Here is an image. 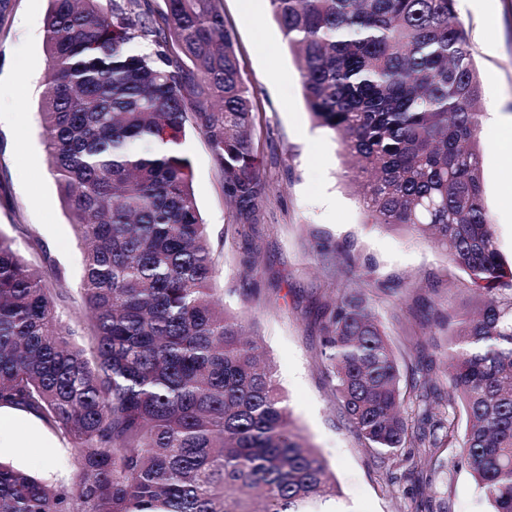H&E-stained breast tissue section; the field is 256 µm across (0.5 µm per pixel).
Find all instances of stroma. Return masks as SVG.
<instances>
[{
  "instance_id": "stroma-1",
  "label": "stroma",
  "mask_w": 512,
  "mask_h": 512,
  "mask_svg": "<svg viewBox=\"0 0 512 512\" xmlns=\"http://www.w3.org/2000/svg\"><path fill=\"white\" fill-rule=\"evenodd\" d=\"M49 0H0V233L13 237L32 265L55 264L71 294L60 308L86 346L80 314L83 246L59 196L48 162L39 106L51 62L40 33ZM231 32L241 73L254 105L257 164L268 185L257 224L231 229L220 173L204 137L186 128L183 148L192 162L193 187L201 217L218 257L216 284L224 306L248 316L272 360L292 419L309 445L328 463L341 490L332 512H407L417 504L431 512H487L466 468L432 474L429 482H401L384 489L376 458L361 448L318 368L321 311L340 288L358 282V270L336 257L322 261L313 230L337 243L351 242L371 258L383 281H402L404 298L374 292L373 305L396 348L401 365L429 361L436 329L431 309L472 310L476 296L446 254L404 228L367 223L347 177L348 159L338 139L317 125L305 99L296 57L274 20L268 0H219ZM495 24L467 14L463 22L479 72L484 110L512 111V0H495ZM484 203L493 218L497 248L512 263V198L499 195L496 177L512 168V148L481 149ZM29 236L16 235L15 224ZM254 255L258 292H245L240 265ZM49 447L33 445L1 456L4 461L51 483L73 485L81 472L71 444L43 428Z\"/></svg>"
}]
</instances>
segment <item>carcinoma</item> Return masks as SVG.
I'll return each instance as SVG.
<instances>
[{"label": "carcinoma", "instance_id": "carcinoma-1", "mask_svg": "<svg viewBox=\"0 0 512 512\" xmlns=\"http://www.w3.org/2000/svg\"><path fill=\"white\" fill-rule=\"evenodd\" d=\"M40 122L84 242L89 349L58 314L60 273L0 233V404L77 449L74 486L0 461V512H310L339 494L295 428L273 366L215 288L216 258L182 151L197 130L237 224L260 221L253 102L217 0H49ZM307 107L356 167L368 223L431 240L484 300L452 309L440 375L397 355L360 285L321 315V369L360 445L420 481L463 465L489 512H512V267L483 201L482 93L456 0H269ZM155 47L152 52L143 45ZM464 431H459L460 414ZM460 453L441 457V451Z\"/></svg>", "mask_w": 512, "mask_h": 512}]
</instances>
